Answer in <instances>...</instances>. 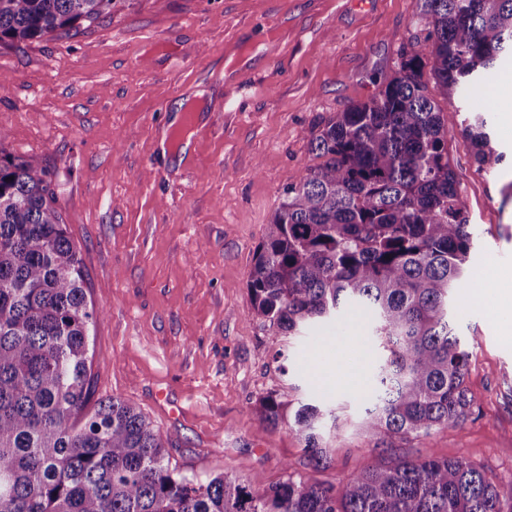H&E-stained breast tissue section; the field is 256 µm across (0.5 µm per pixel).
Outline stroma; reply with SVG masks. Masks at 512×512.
<instances>
[{
    "label": "stroma",
    "instance_id": "obj_1",
    "mask_svg": "<svg viewBox=\"0 0 512 512\" xmlns=\"http://www.w3.org/2000/svg\"><path fill=\"white\" fill-rule=\"evenodd\" d=\"M414 13L415 0H119L70 36L0 44V157L46 172L103 312L93 396L141 410L178 473L274 483L289 470L338 486L374 462L357 400L376 364L363 313L322 327L306 350L262 325L247 280L284 188L315 162L320 118L378 91L418 32ZM192 96L201 110L182 156L162 139ZM488 97L498 171H479L459 137L448 159L478 232L474 278L499 293L512 290L501 262L512 257L511 62ZM457 312L477 413L398 451L512 476V341L473 288ZM270 392L335 407L330 467L312 469L294 432L258 418Z\"/></svg>",
    "mask_w": 512,
    "mask_h": 512
}]
</instances>
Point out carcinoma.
I'll use <instances>...</instances> for the list:
<instances>
[{"mask_svg": "<svg viewBox=\"0 0 512 512\" xmlns=\"http://www.w3.org/2000/svg\"><path fill=\"white\" fill-rule=\"evenodd\" d=\"M119 0H0V42L67 36ZM426 31L402 46L369 100L321 118V162L288 184L257 246L247 287L281 336L305 337L363 312L388 354L374 371L362 426L384 453L408 436L475 414L466 384L471 343L453 303L472 277L474 225L448 140L457 123L429 96L459 99L478 168L497 170L485 90L512 58V0H415ZM82 259L44 171L0 158V512H512V478L488 481L457 458L393 455L338 489L289 473L274 484L234 473L207 481L171 470L147 418L92 396ZM304 443L314 468L331 460L322 404L273 394L255 407Z\"/></svg>", "mask_w": 512, "mask_h": 512, "instance_id": "1", "label": "carcinoma"}]
</instances>
